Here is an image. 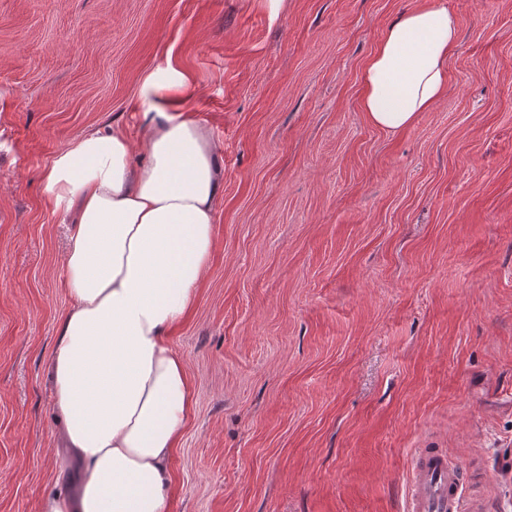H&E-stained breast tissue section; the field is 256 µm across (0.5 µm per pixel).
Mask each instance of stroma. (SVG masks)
Masks as SVG:
<instances>
[{"label": "stroma", "instance_id": "35a3bbf8", "mask_svg": "<svg viewBox=\"0 0 512 512\" xmlns=\"http://www.w3.org/2000/svg\"><path fill=\"white\" fill-rule=\"evenodd\" d=\"M434 0H0V512L67 490L51 384L68 226L40 177L143 133L145 75L209 131L213 250L169 342L193 402L169 512H406L416 449L512 512V0L459 20L447 97L360 106L383 31Z\"/></svg>", "mask_w": 512, "mask_h": 512}]
</instances>
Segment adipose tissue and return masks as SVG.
Instances as JSON below:
<instances>
[{"label": "adipose tissue", "mask_w": 512, "mask_h": 512, "mask_svg": "<svg viewBox=\"0 0 512 512\" xmlns=\"http://www.w3.org/2000/svg\"><path fill=\"white\" fill-rule=\"evenodd\" d=\"M458 40V20L441 5L387 27L360 73L368 120L396 134L446 97ZM186 85L170 66L146 75L139 143L119 128L87 133L41 176L46 203L73 218L63 266L71 306L52 380L80 478L67 494L44 498L40 512L169 510L170 460L192 393L168 334L208 266L224 188L207 130L163 106Z\"/></svg>", "instance_id": "obj_1"}]
</instances>
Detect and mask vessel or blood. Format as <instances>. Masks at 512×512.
<instances>
[{
  "label": "vessel or blood",
  "mask_w": 512,
  "mask_h": 512,
  "mask_svg": "<svg viewBox=\"0 0 512 512\" xmlns=\"http://www.w3.org/2000/svg\"><path fill=\"white\" fill-rule=\"evenodd\" d=\"M485 509L482 498L464 497L457 462L438 451L416 449L407 512H485Z\"/></svg>",
  "instance_id": "obj_1"
}]
</instances>
